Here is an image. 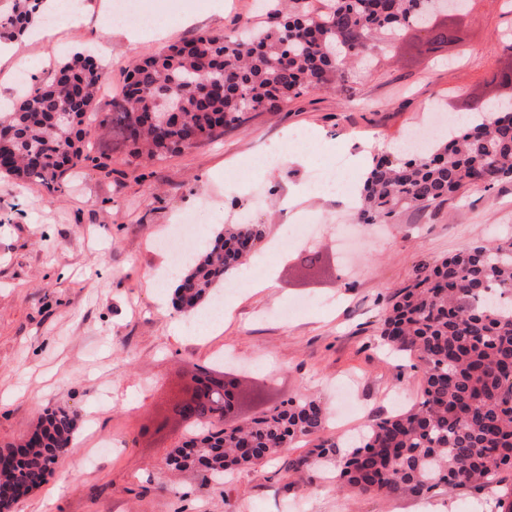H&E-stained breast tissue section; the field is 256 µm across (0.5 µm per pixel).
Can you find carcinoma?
Wrapping results in <instances>:
<instances>
[{"mask_svg":"<svg viewBox=\"0 0 512 512\" xmlns=\"http://www.w3.org/2000/svg\"><path fill=\"white\" fill-rule=\"evenodd\" d=\"M43 0H0V38L20 36L41 18ZM265 26L245 23L235 36L209 33L145 57L127 76L106 112L98 95L106 81L92 58L76 55L53 78L24 92L0 112V174L51 196L67 192L76 169L106 171L112 151L132 159L181 154L224 135L250 112H274L308 90L349 84L348 66L373 56L374 36L410 27L424 31L418 49L436 52L452 39L435 21L432 0H278L265 8ZM178 118L161 122L166 91ZM489 99L472 112L482 120L450 130L421 153L373 160L356 207L360 224H377L401 209H426L472 187L512 181V112L494 114ZM112 132V147L88 149L93 125ZM265 233L260 224H226L210 247L184 269L173 305L195 314L222 289ZM380 337L396 355L415 356L422 377L420 400L406 410L366 424L359 440L342 443L325 434L326 408L302 394L245 426L212 424V404L222 386L174 412L187 416L188 437L168 456L179 470L204 466L224 482L255 461L288 455L315 436L308 455L288 469L314 470L338 462L336 488L357 495L424 498L438 488H502L499 512H512V238L473 244L417 269L384 314ZM79 415L58 408L45 413L36 450L0 485L40 488L47 466L68 452Z\"/></svg>","mask_w":512,"mask_h":512,"instance_id":"obj_1","label":"carcinoma"}]
</instances>
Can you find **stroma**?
<instances>
[{"instance_id": "1", "label": "stroma", "mask_w": 512, "mask_h": 512, "mask_svg": "<svg viewBox=\"0 0 512 512\" xmlns=\"http://www.w3.org/2000/svg\"><path fill=\"white\" fill-rule=\"evenodd\" d=\"M209 2L141 0V9L162 4L168 20L201 14L175 32L176 43L205 32L232 36L258 19L257 0H224L215 16ZM448 22L464 42L442 47L440 60L419 54L418 31L405 30L369 67L356 68L347 93L307 91L280 111L252 113L223 137L160 160L132 163L115 151L111 173L82 169L64 196L0 177V451L19 446L57 407L79 414L83 434L117 442L115 451L97 452L75 440L14 512H283L292 503L300 512H484L483 494L469 488L424 500L341 492L329 465L292 476L283 463L264 464L206 487L197 470L166 464L185 433L171 412L184 380L220 363L247 396L238 422L308 393L330 410L328 434L346 439L419 400L412 357L392 355L381 342L386 307L420 265L512 236V182L370 226L354 223L353 203L338 194L318 192L291 207L284 199L337 153L361 184L387 146L425 130L429 107L464 114L502 93L491 75L512 69V50L501 41L512 34V0H472ZM161 48L131 45L92 23L28 44L24 71L44 82L74 53H90L108 73L104 106L126 73ZM297 134L298 161L272 172L261 167ZM186 213L208 239L234 216L264 225L275 242L297 216L319 225L287 249L252 258L249 280L265 271L276 288L225 291L214 328L177 311L171 291L152 280L169 266L163 244ZM310 254L319 257L312 266L304 261Z\"/></svg>"}]
</instances>
